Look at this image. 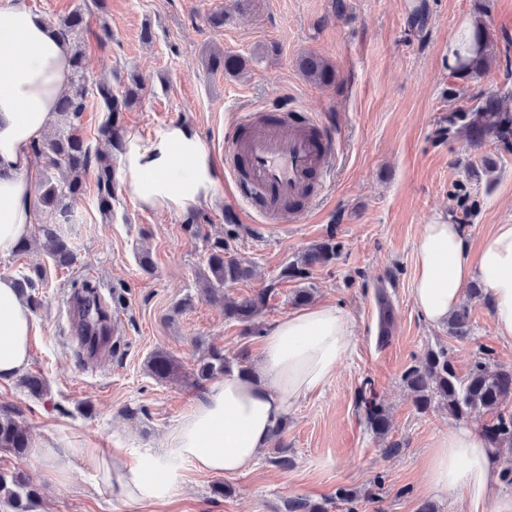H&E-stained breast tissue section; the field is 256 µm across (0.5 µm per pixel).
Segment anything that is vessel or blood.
Instances as JSON below:
<instances>
[{
  "instance_id": "1",
  "label": "vessel or blood",
  "mask_w": 512,
  "mask_h": 512,
  "mask_svg": "<svg viewBox=\"0 0 512 512\" xmlns=\"http://www.w3.org/2000/svg\"><path fill=\"white\" fill-rule=\"evenodd\" d=\"M318 120L285 108L242 113L224 136L225 172L252 212L267 224H291L295 201L312 179L330 177L335 140L313 136Z\"/></svg>"
}]
</instances>
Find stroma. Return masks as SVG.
<instances>
[{
  "instance_id": "obj_1",
  "label": "stroma",
  "mask_w": 512,
  "mask_h": 512,
  "mask_svg": "<svg viewBox=\"0 0 512 512\" xmlns=\"http://www.w3.org/2000/svg\"><path fill=\"white\" fill-rule=\"evenodd\" d=\"M224 17L223 25L211 22ZM423 24H416L415 15ZM472 0H107L103 22L84 35L90 76H140L144 93L123 112L126 131L150 139L172 122L192 126L216 160L224 158V134L244 108L296 107L313 112L326 134L338 137L335 172L315 192L305 216L292 224H258L225 216L237 204L222 182L215 200L197 210L201 235L189 233L188 216L141 210L126 187L116 189L111 220L97 206L94 177L73 205L75 221L60 227L76 254L72 266L55 265L41 244L0 257V276L43 271L36 290L29 372L42 375L49 400L29 396L18 379L0 380V406L19 412L32 444L74 437L136 458L144 448L164 447L170 432L199 400L182 382L155 380L147 362L163 351L191 371L211 344L226 356L261 362V330L294 311L298 288L313 300L340 307L352 328L351 349L327 384L289 409L280 441L293 459L282 469L261 453L255 467L227 478L232 491L213 492L218 478L191 464L179 471V488L165 504L127 505L94 489L86 463L65 458L56 478L41 460L23 468L39 493L38 512H288L298 498L321 502L337 488L373 489L359 512H465L462 495L433 490L426 458L431 446L459 420L442 406L419 413L404 385V370L428 349L444 346L458 375L481 353L491 367L512 368V342L496 336L489 300L464 298L470 335L459 341L447 324H432L416 308L411 287L415 251L424 225H461L470 255H477L495 225L512 224V152L495 143L470 146L448 130L456 83L448 77V49L473 26ZM111 35L103 37L101 25ZM244 59L242 74L211 71L210 52ZM327 59L336 71L323 86L300 70L303 55ZM497 162L484 172L482 158ZM228 236L235 256L253 268L233 295L262 288L271 295L245 335L224 317L221 302L203 297L208 238ZM334 238L336 260L301 281H279L282 264L316 241ZM149 251L152 273L139 266ZM106 284L124 305L112 312L119 338L112 356L84 365L71 347L67 298L83 283ZM393 325L379 339L381 299ZM390 413L387 438L367 429L357 407L364 382ZM396 453H387L389 443Z\"/></svg>"
}]
</instances>
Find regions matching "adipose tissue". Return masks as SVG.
<instances>
[{"label":"adipose tissue","mask_w":512,"mask_h":512,"mask_svg":"<svg viewBox=\"0 0 512 512\" xmlns=\"http://www.w3.org/2000/svg\"><path fill=\"white\" fill-rule=\"evenodd\" d=\"M68 78L65 46L28 0H0V255L10 254L30 233L31 148L47 134ZM124 139L120 180L140 208L189 214L212 202L222 174L187 125L170 123L147 141L134 132ZM474 279L490 295L497 336L512 341V224L495 225L475 261L459 225H425L412 282L422 316L434 324L448 320ZM37 330L13 279L0 277V379L28 366ZM351 342L350 322L335 306L293 311L264 334L258 373L211 383L165 447L146 449L132 463L117 449L85 440L72 441L68 453L93 469L97 486L128 504L166 502L178 489L185 463L208 474H244L269 447L288 409L331 379ZM427 469L430 487L460 492L468 512H512V494L501 490L498 455L480 429L462 426L441 436Z\"/></svg>","instance_id":"ef3b65f1"}]
</instances>
